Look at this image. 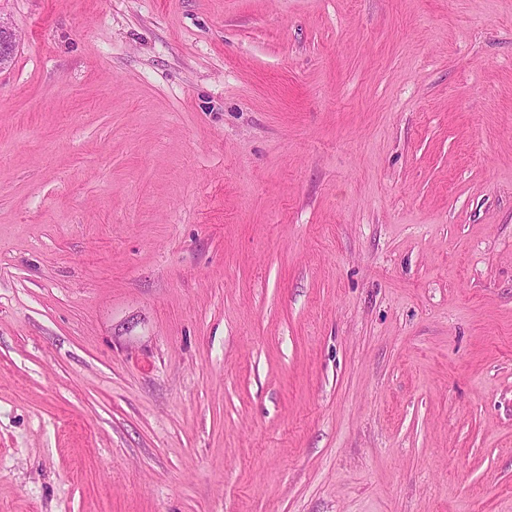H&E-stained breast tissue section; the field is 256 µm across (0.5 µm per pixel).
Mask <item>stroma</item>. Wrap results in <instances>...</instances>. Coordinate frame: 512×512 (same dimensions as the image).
I'll list each match as a JSON object with an SVG mask.
<instances>
[{"label":"stroma","mask_w":512,"mask_h":512,"mask_svg":"<svg viewBox=\"0 0 512 512\" xmlns=\"http://www.w3.org/2000/svg\"><path fill=\"white\" fill-rule=\"evenodd\" d=\"M0 20V512H512V0ZM19 43V37L14 28L0 20V69L10 63Z\"/></svg>","instance_id":"obj_1"}]
</instances>
